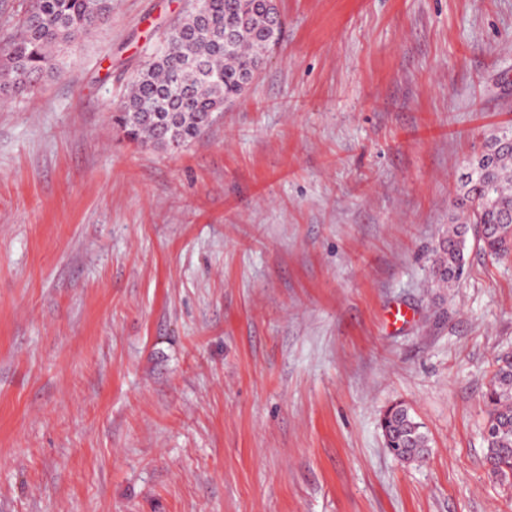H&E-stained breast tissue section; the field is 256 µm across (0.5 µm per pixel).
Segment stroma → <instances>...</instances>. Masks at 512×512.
<instances>
[{"mask_svg": "<svg viewBox=\"0 0 512 512\" xmlns=\"http://www.w3.org/2000/svg\"><path fill=\"white\" fill-rule=\"evenodd\" d=\"M186 3L112 0L0 98V512H512L482 402L512 259L431 274L512 126V0H278L245 95L143 147L112 115ZM380 427L386 447L396 459L414 462L427 454L428 435L405 404L396 402L390 405L380 419Z\"/></svg>", "mask_w": 512, "mask_h": 512, "instance_id": "1", "label": "stroma"}]
</instances>
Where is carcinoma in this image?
<instances>
[{
	"label": "carcinoma",
	"mask_w": 512,
	"mask_h": 512,
	"mask_svg": "<svg viewBox=\"0 0 512 512\" xmlns=\"http://www.w3.org/2000/svg\"><path fill=\"white\" fill-rule=\"evenodd\" d=\"M112 13V0H29L17 30L0 37V94L20 96L44 78L60 73V57L85 40ZM284 23L272 27L261 0H199L164 33L161 47L131 83L113 121L123 137L146 147L188 146L220 112L246 91L266 53L279 43ZM233 32V39L224 34ZM512 146L496 133L461 174L454 217L433 260L443 285L466 267L470 225H481L482 250L495 258L512 256ZM485 461L492 475L512 477V353L497 359L484 394ZM386 447L407 462L429 448L423 425L403 403L390 405L380 419Z\"/></svg>",
	"instance_id": "obj_1"
}]
</instances>
